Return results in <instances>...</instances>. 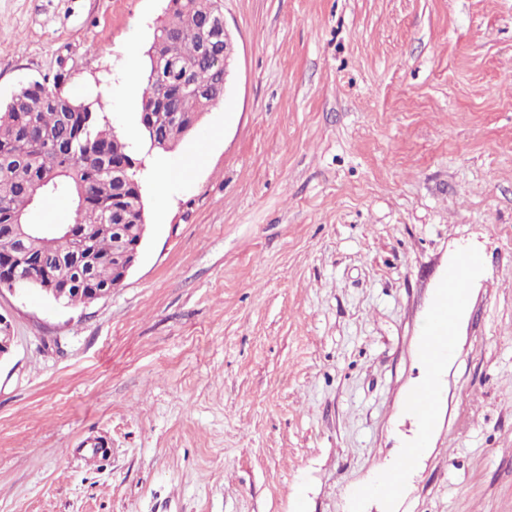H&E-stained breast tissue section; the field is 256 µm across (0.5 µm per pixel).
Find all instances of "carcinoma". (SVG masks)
Returning a JSON list of instances; mask_svg holds the SVG:
<instances>
[{
  "instance_id": "1",
  "label": "carcinoma",
  "mask_w": 512,
  "mask_h": 512,
  "mask_svg": "<svg viewBox=\"0 0 512 512\" xmlns=\"http://www.w3.org/2000/svg\"><path fill=\"white\" fill-rule=\"evenodd\" d=\"M170 12L147 51L146 87L136 121L147 139L165 149L190 135L203 116L224 97V71L200 61L209 38L206 20L224 13V0H169ZM194 70L195 82L212 90L201 97L191 89L166 83L161 72L171 64ZM0 108V255L14 246L10 224L28 217L36 205L66 196L74 210L73 224L88 228L69 237L55 227L40 226L31 246L56 258L76 254L94 258L95 286L114 282L112 225L135 228L144 221L141 180L130 169L119 182L112 166L133 156V147L103 113L94 111L62 87L35 81L20 86ZM48 186L33 193V185Z\"/></svg>"
}]
</instances>
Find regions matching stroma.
Segmentation results:
<instances>
[{
  "label": "stroma",
  "instance_id": "1",
  "mask_svg": "<svg viewBox=\"0 0 512 512\" xmlns=\"http://www.w3.org/2000/svg\"><path fill=\"white\" fill-rule=\"evenodd\" d=\"M166 6L0 0V103L63 76L131 143L148 224L106 298L0 292V512H512V0H224V101L162 151L135 117ZM479 258L472 254H462L453 264L448 267L445 279V287L452 292L455 288H461L462 283L468 281L473 268L478 264ZM463 310V303L455 304L452 307V313L451 318L453 319L454 323L451 324V319L448 316V311L444 310L442 308L436 307L429 319L428 323V331L429 336L435 339L437 344V354L432 358L431 366H438L440 362L442 361L444 355L446 354L448 350V354L451 351V345L453 341V336H456L458 324H459V318L461 315V312ZM452 325V335H450L449 328ZM447 330V333H446ZM448 336V344L446 343V340L443 338V336ZM428 333L424 339L425 347H424V358L425 361L429 364V358L431 354V341L429 339Z\"/></svg>",
  "mask_w": 512,
  "mask_h": 512
}]
</instances>
